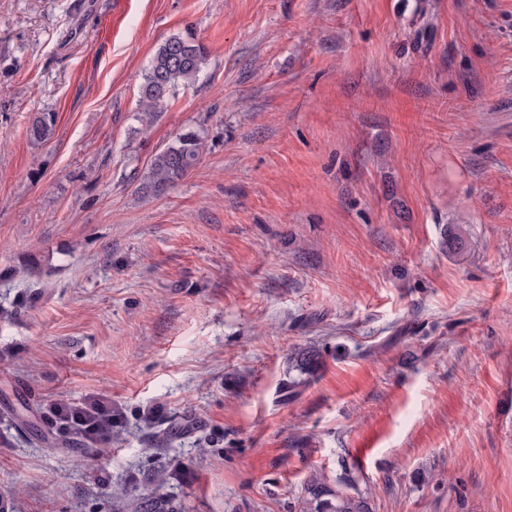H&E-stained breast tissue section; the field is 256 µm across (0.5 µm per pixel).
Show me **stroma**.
I'll use <instances>...</instances> for the list:
<instances>
[{
    "mask_svg": "<svg viewBox=\"0 0 512 512\" xmlns=\"http://www.w3.org/2000/svg\"><path fill=\"white\" fill-rule=\"evenodd\" d=\"M188 27L208 61L143 127ZM186 131L198 165L146 190ZM57 402L112 427L58 442ZM23 405L8 512H112L157 469L185 512H290L316 470L375 512H512V0H0V408ZM207 60L206 46L189 28L158 47L141 85L140 116L146 128L152 124L165 98L179 86L187 87L195 82ZM55 126V114L43 112L34 117L27 128V136L33 143H44L51 139Z\"/></svg>",
    "mask_w": 512,
    "mask_h": 512,
    "instance_id": "obj_1",
    "label": "stroma"
}]
</instances>
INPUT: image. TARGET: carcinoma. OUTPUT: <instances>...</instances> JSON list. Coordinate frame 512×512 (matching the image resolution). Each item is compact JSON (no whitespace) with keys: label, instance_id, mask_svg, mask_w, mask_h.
Masks as SVG:
<instances>
[{"label":"carcinoma","instance_id":"obj_1","mask_svg":"<svg viewBox=\"0 0 512 512\" xmlns=\"http://www.w3.org/2000/svg\"><path fill=\"white\" fill-rule=\"evenodd\" d=\"M207 60L206 46L189 28L158 47L141 85L139 107L145 126L152 124L168 95L196 81ZM54 126L55 114L43 112L31 120L27 136L34 143H44L51 139ZM202 153L203 141L198 133L180 134L151 160L146 188L155 193L166 191L196 166ZM320 358L321 352L316 348L300 349L295 352V367L308 374ZM295 507V512H373L370 492L359 491L353 479L339 475L332 480L320 472L312 473L306 480ZM112 512H182V507L172 496L147 493L131 504L121 496L113 498Z\"/></svg>","mask_w":512,"mask_h":512}]
</instances>
